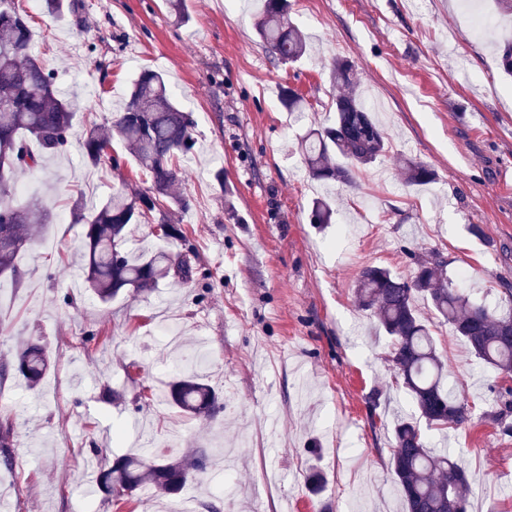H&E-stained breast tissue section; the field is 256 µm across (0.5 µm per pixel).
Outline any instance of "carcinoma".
<instances>
[{"instance_id":"obj_1","label":"carcinoma","mask_w":512,"mask_h":512,"mask_svg":"<svg viewBox=\"0 0 512 512\" xmlns=\"http://www.w3.org/2000/svg\"><path fill=\"white\" fill-rule=\"evenodd\" d=\"M67 10H72V4L66 0H42L43 13L53 19ZM255 29L266 51L282 63L297 62L308 52L305 36L288 14L287 0H264ZM32 36L27 20L0 0V47L8 48L0 52V230L8 229V237L0 236V276L8 273L16 284L20 274L15 261L34 242L31 226L47 222L49 215L41 210L36 196L19 197L13 179L18 171L38 169L45 158L63 150L78 111V103L61 98L57 72L30 56ZM332 74L338 89L336 120L330 127L308 130L299 149L314 179L350 185L355 170L384 155L387 136L357 93L352 65L338 59ZM280 102L296 120L304 118V99L293 89H282ZM115 134L146 174L149 187L139 194L117 190L89 215L75 205V223L86 226L88 287L108 303L126 289L142 292L166 278L176 284L208 278V271L192 265L183 270L181 278H175L177 254L137 255L126 249L130 226L147 221L156 211H185L191 205V199L176 190L181 181L176 160L195 149L193 120L173 100L163 73L141 71L112 125L86 129L81 147L88 163H117L109 154ZM403 168L411 185L435 180L434 171L421 163L405 160ZM333 215L329 198L312 201L311 223L330 224ZM158 227L168 240L189 242L181 224L163 220ZM415 264L409 277L383 267L365 268L356 286L358 304L373 314L390 337L389 362L396 383L411 396L419 416L431 427L462 425L470 418V408L446 383L450 371L437 352L432 330L417 314L415 298L428 299L476 358L500 375H512V294L493 304L478 301L444 273V262L436 254L426 260L417 258ZM49 367L39 340L22 342L13 370L29 386H37ZM164 400L191 419L211 420L224 410L219 395L193 369L176 375ZM511 414L509 400L491 413L508 436H512V423L507 422ZM209 464L210 455L204 448L182 456L142 448L110 462L100 461L86 493L90 498L144 490L177 495L192 474L206 471ZM391 468L406 512H467L472 480L464 460L450 448H430L417 423L400 420L395 425Z\"/></svg>"}]
</instances>
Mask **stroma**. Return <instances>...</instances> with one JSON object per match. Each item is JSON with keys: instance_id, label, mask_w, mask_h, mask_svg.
<instances>
[{"instance_id": "stroma-1", "label": "stroma", "mask_w": 512, "mask_h": 512, "mask_svg": "<svg viewBox=\"0 0 512 512\" xmlns=\"http://www.w3.org/2000/svg\"><path fill=\"white\" fill-rule=\"evenodd\" d=\"M74 2L54 20L16 0L28 13L32 55L85 108L45 173L16 176L52 220L36 225L32 249L18 257L20 283L0 288V365L30 337L54 365L33 389L0 378V419L16 404L28 408L13 426L12 463L0 464V512H164L173 498L89 503L74 482L93 456L135 452L145 422L165 453L221 449L232 458L230 478L213 469L183 491L216 512H320L324 503L331 512H403L390 450L397 420L413 407L385 359L390 339L355 288L366 266L406 277L412 255L436 250L449 276L468 269L473 295L494 302L512 292V80L498 53L512 18L477 34L464 0H288L311 52L282 64L261 46L249 0H183L180 23L164 0ZM337 57L353 64L359 93L375 103L389 150L358 170L354 186L330 188L310 178L298 143L334 118ZM143 68L164 73L194 121L195 151L180 163L191 206L171 221L188 231L192 264L212 277L165 279L103 303L78 272L84 227L70 211L77 198L92 206L148 182L121 140L110 167L88 163L79 139L87 125L111 123ZM288 86L306 100L305 121L279 101ZM404 158L434 169L435 182L408 185ZM328 193L337 212L320 229L311 202ZM474 224L482 236L471 234ZM415 307L472 407L466 424L430 440L454 448L474 473L469 512H512V438L489 417L504 395L499 375L425 299ZM164 311L181 342L209 351L203 376L225 403L215 420L187 419L163 399L178 358L151 334ZM89 331L99 341L86 350L79 340ZM375 389L385 400L373 414L366 398ZM316 466L327 479L317 500L305 483Z\"/></svg>"}]
</instances>
